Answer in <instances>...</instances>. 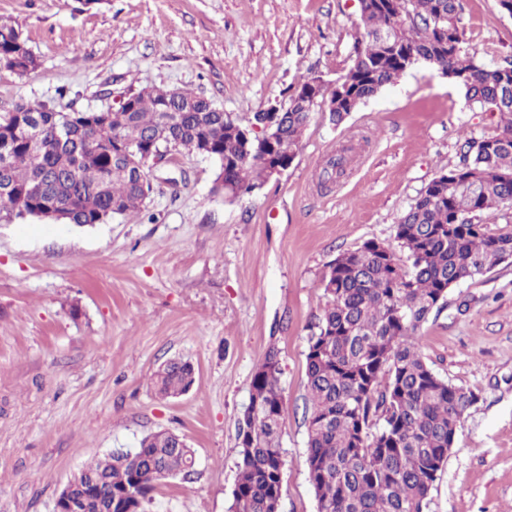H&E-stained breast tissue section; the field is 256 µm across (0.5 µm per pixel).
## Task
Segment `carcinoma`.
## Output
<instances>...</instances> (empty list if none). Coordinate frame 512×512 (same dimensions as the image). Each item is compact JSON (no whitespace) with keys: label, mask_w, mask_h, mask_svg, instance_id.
<instances>
[{"label":"carcinoma","mask_w":512,"mask_h":512,"mask_svg":"<svg viewBox=\"0 0 512 512\" xmlns=\"http://www.w3.org/2000/svg\"><path fill=\"white\" fill-rule=\"evenodd\" d=\"M461 0H359L351 64L333 82L330 120L340 124L420 63L435 67L465 99L499 116L497 132L468 139L459 165L436 176L395 227L393 241L368 240L339 254L323 278L325 307L309 337L307 466L317 512H425L437 473L455 443L471 390L438 376L418 332L448 289L512 259V231L490 234L481 214L512 207V64L490 66L466 46ZM11 26L0 25V64L23 75L37 67ZM316 108L283 116L275 158L297 154ZM89 113L18 104L0 114V212L36 215L56 204L61 221L100 224L141 211L143 184L124 153L152 143L210 155L224 173L214 191L233 202L270 179L273 159L246 151L238 121L188 90L144 87L130 108L93 125ZM278 352L255 373L238 420L241 460L229 512H278L284 422ZM194 383L188 362L154 376L156 394ZM177 437L156 432L139 449H115L78 474L81 512H147L157 487L190 475Z\"/></svg>","instance_id":"cac0c4a2"}]
</instances>
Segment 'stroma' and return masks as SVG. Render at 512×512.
Segmentation results:
<instances>
[{
  "instance_id": "1",
  "label": "stroma",
  "mask_w": 512,
  "mask_h": 512,
  "mask_svg": "<svg viewBox=\"0 0 512 512\" xmlns=\"http://www.w3.org/2000/svg\"><path fill=\"white\" fill-rule=\"evenodd\" d=\"M358 0H0L37 58L0 68V113L19 103L96 111L146 85L189 90L247 123L311 75L348 68ZM460 28L478 58L512 63V15L463 0ZM498 117L421 64L352 112H316L292 165L229 202L217 166L172 152L141 212L79 226L0 214V512H54L67 481L115 448L159 431L195 453L149 512H229L237 421L269 349L284 397L279 512H317L308 478L306 354L340 253L389 241L466 139ZM344 176L323 180L337 151ZM428 366L474 391L427 512H512V260L449 288L419 331ZM181 358V396L153 374ZM193 383V369L190 363L183 361L168 362L157 371L153 379L156 394L163 398L178 395Z\"/></svg>"
}]
</instances>
